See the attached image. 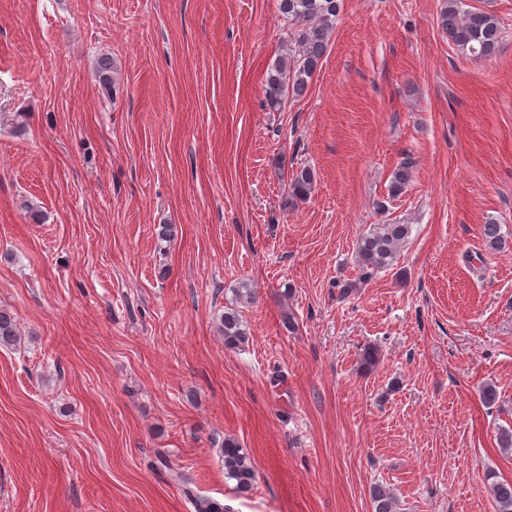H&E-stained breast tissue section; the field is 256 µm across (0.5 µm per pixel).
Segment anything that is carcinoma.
Masks as SVG:
<instances>
[{"mask_svg":"<svg viewBox=\"0 0 512 512\" xmlns=\"http://www.w3.org/2000/svg\"><path fill=\"white\" fill-rule=\"evenodd\" d=\"M463 0H446L440 12L439 24L448 33L456 50L480 58L495 56L502 46L499 20L485 11L462 8ZM342 0H278V10L291 32L288 33V53L278 58L269 68L264 87L265 107L278 112L284 104L286 92L294 97L306 92L310 81L321 67L329 46ZM411 163L404 162L393 172L389 194L396 197L410 182ZM317 184V171L302 166L292 172L288 184L291 200L305 201ZM409 224H376L358 242L357 262L363 269L383 270L393 266L399 248L409 238ZM486 245L496 249L502 245L500 225H483ZM252 299L251 289L243 285L235 289V303L224 307L220 328L224 347L232 350L249 340L247 325L237 304ZM21 336L14 314L0 310V346L18 345ZM224 457V477L235 483L240 494L250 492L256 482V470L247 449L239 441L227 436L221 444ZM184 494L193 502L195 512H231V508L209 497L199 496L190 488L186 474L176 473ZM497 512H512V482L495 481L490 485ZM373 512H396V500L390 490L379 483L370 488Z\"/></svg>","mask_w":512,"mask_h":512,"instance_id":"obj_1","label":"carcinoma"}]
</instances>
